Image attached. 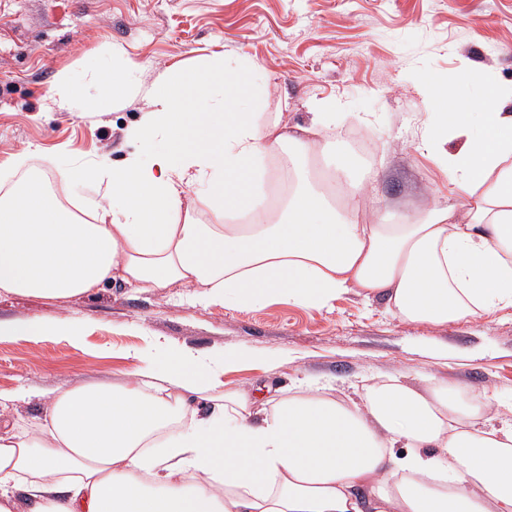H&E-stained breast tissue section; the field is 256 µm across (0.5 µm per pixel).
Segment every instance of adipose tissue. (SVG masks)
<instances>
[{
	"label": "adipose tissue",
	"mask_w": 512,
	"mask_h": 512,
	"mask_svg": "<svg viewBox=\"0 0 512 512\" xmlns=\"http://www.w3.org/2000/svg\"><path fill=\"white\" fill-rule=\"evenodd\" d=\"M196 83L219 102L192 110L184 76L157 75L121 166L58 168L71 190L97 182L93 220L30 170L32 150L13 155L25 176L0 196V294L62 300L115 282L253 309L276 298L325 308L360 289L428 326L512 307V114L455 111L447 82L430 84L437 134L466 138L443 158L465 204L375 224L352 156L323 180L311 163L330 142L232 111L236 79ZM278 156L288 191L274 200ZM86 329L0 321V339L77 344ZM241 358L176 344L139 356L125 383L43 393L30 426L0 412V512H512V426L494 427L500 409L484 392L433 375L357 401L270 383L259 395L224 381Z\"/></svg>",
	"instance_id": "1"
}]
</instances>
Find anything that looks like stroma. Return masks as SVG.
<instances>
[{"label": "stroma", "instance_id": "1", "mask_svg": "<svg viewBox=\"0 0 512 512\" xmlns=\"http://www.w3.org/2000/svg\"><path fill=\"white\" fill-rule=\"evenodd\" d=\"M224 72L249 64L234 96L239 111L306 127L316 104L336 114V147L351 135L371 148L361 172L375 193L369 211L456 202L439 163L459 138L429 141L428 85L448 82L456 111H476L487 87L512 88V0H0V170L34 146L32 167L55 175V159L119 164L134 151L126 131L147 108L135 94L109 111L58 109L49 92L61 77L96 98L95 76L136 67L138 85L159 70L192 76L214 54ZM1 321L80 320V346L61 339L0 341V391L24 393L8 412L20 424L39 415L38 394L87 382L120 383L152 342L207 352L248 348L253 360L224 380L250 387L265 375L261 356L283 363L277 386H331L357 397L364 385L432 374L512 398V308L438 327L387 311L381 299L351 291L316 309L277 299L261 309H206L179 289L138 291L102 285L66 301L0 296Z\"/></svg>", "mask_w": 512, "mask_h": 512}]
</instances>
